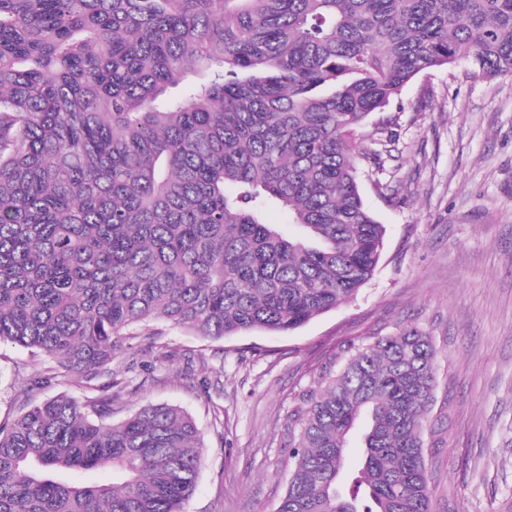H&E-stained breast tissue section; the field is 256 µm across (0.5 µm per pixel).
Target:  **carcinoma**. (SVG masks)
Listing matches in <instances>:
<instances>
[{
	"mask_svg": "<svg viewBox=\"0 0 512 512\" xmlns=\"http://www.w3.org/2000/svg\"><path fill=\"white\" fill-rule=\"evenodd\" d=\"M461 61L512 76V0H0V344L55 362L34 385L94 379L150 322L286 334L353 299L384 226L352 137ZM435 357L416 327L334 355L288 406L276 512H434ZM201 465L177 408L26 395L0 512H184Z\"/></svg>",
	"mask_w": 512,
	"mask_h": 512,
	"instance_id": "cac0c4a2",
	"label": "carcinoma"
}]
</instances>
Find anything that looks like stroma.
I'll list each match as a JSON object with an SVG mask.
<instances>
[{"label":"stroma","instance_id":"obj_1","mask_svg":"<svg viewBox=\"0 0 512 512\" xmlns=\"http://www.w3.org/2000/svg\"><path fill=\"white\" fill-rule=\"evenodd\" d=\"M356 143L377 155L359 185L385 235L354 300L284 335L209 339L155 322L124 340L111 375L66 378L37 400L81 403L107 384L116 422L146 402L177 407L203 444L185 512H275L295 395L346 342L412 325L437 348L435 512H512V77L421 72ZM34 360L0 344V421L17 414Z\"/></svg>","mask_w":512,"mask_h":512}]
</instances>
